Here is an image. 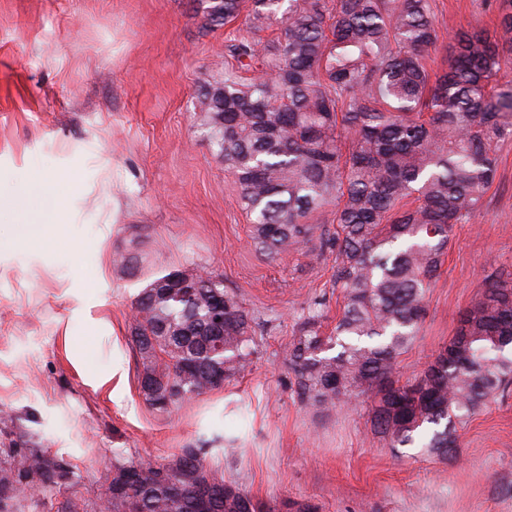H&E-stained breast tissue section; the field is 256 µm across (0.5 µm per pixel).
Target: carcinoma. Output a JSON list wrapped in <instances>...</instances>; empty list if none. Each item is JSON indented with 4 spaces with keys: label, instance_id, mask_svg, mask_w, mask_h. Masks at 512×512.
I'll return each instance as SVG.
<instances>
[{
    "label": "carcinoma",
    "instance_id": "carcinoma-1",
    "mask_svg": "<svg viewBox=\"0 0 512 512\" xmlns=\"http://www.w3.org/2000/svg\"><path fill=\"white\" fill-rule=\"evenodd\" d=\"M209 20L236 19L244 0H207ZM491 34L455 35L448 69L427 57L440 34L430 0H251V29L280 21L276 38L228 45L224 80L199 99L202 125L233 176L258 251L274 259L335 254V331L304 318L288 344L301 402L316 409L372 403L373 427L393 444L427 437L442 458L457 426L512 383V282L486 286L456 335L414 383L396 378L398 356L417 335L426 296L454 226L471 220L495 180L497 149L512 137V0ZM242 70L253 72L249 79ZM333 207L334 230L312 222ZM133 302L130 335L142 360L146 402L160 411L251 371L254 318L224 288H157ZM224 334L213 335L216 295ZM223 375L216 381L214 376ZM169 468L145 460L112 465L111 512H239L246 494L184 448ZM69 467L40 448H0V512H22L67 482Z\"/></svg>",
    "mask_w": 512,
    "mask_h": 512
}]
</instances>
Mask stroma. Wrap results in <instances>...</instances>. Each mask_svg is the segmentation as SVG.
Segmentation results:
<instances>
[{"instance_id":"obj_1","label":"stroma","mask_w":512,"mask_h":512,"mask_svg":"<svg viewBox=\"0 0 512 512\" xmlns=\"http://www.w3.org/2000/svg\"><path fill=\"white\" fill-rule=\"evenodd\" d=\"M502 0H433L443 45L499 23ZM249 16L210 22L200 0H0V448H41L69 480L24 512L96 505L115 461L207 465L256 499L318 512H512V387L458 430L454 458L391 447L370 403L304 406L288 344L304 315L333 330L335 256L271 259L251 242L234 179L197 108L223 80ZM72 174L62 205L39 174ZM62 224L49 234L42 218ZM138 258L124 265L125 256ZM208 267L255 319L253 369L170 411L149 406L129 321L162 271ZM512 280V139L479 213L455 227L400 382L420 377L485 284ZM88 317L74 316L80 289ZM121 365L117 385L91 377ZM235 439L234 449L224 446Z\"/></svg>"}]
</instances>
